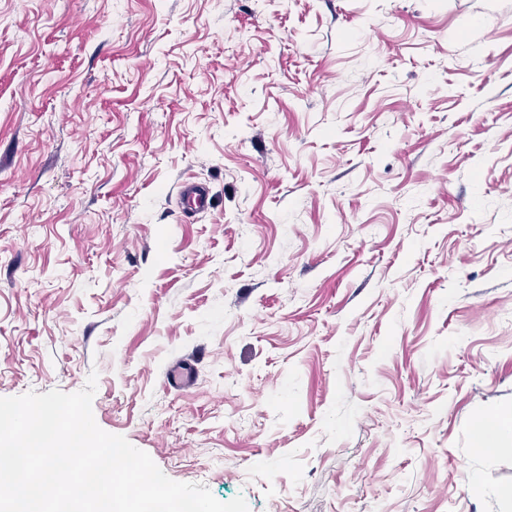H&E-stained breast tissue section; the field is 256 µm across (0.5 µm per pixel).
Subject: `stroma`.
I'll use <instances>...</instances> for the list:
<instances>
[{
	"instance_id": "obj_1",
	"label": "stroma",
	"mask_w": 512,
	"mask_h": 512,
	"mask_svg": "<svg viewBox=\"0 0 512 512\" xmlns=\"http://www.w3.org/2000/svg\"><path fill=\"white\" fill-rule=\"evenodd\" d=\"M92 375L250 512H512V0H0V397ZM179 194L191 210H202L208 202V190L203 183L183 182L179 186ZM481 441L477 447L485 453L496 454L500 452H512V428L499 427L491 423H483L480 426Z\"/></svg>"
}]
</instances>
